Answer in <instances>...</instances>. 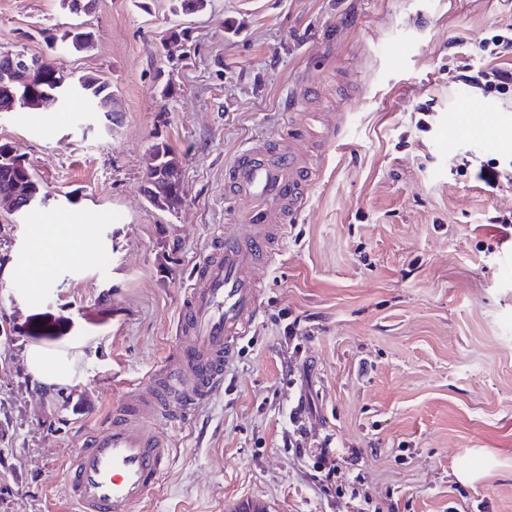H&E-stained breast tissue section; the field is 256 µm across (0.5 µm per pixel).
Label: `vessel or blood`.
Returning a JSON list of instances; mask_svg holds the SVG:
<instances>
[{
	"instance_id": "1",
	"label": "vessel or blood",
	"mask_w": 512,
	"mask_h": 512,
	"mask_svg": "<svg viewBox=\"0 0 512 512\" xmlns=\"http://www.w3.org/2000/svg\"><path fill=\"white\" fill-rule=\"evenodd\" d=\"M448 134L490 149L487 128L448 115ZM291 135L237 153L224 170L226 190L245 204L246 232L225 229L186 290L177 346L146 384L132 388L104 425L89 432L66 469L64 492L75 512H131L150 499L174 450L162 428L184 422L224 383V371L260 311L258 264L308 197L315 167Z\"/></svg>"
}]
</instances>
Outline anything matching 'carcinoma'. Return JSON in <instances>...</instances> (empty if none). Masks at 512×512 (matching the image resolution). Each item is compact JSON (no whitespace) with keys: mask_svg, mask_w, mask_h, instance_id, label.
<instances>
[{"mask_svg":"<svg viewBox=\"0 0 512 512\" xmlns=\"http://www.w3.org/2000/svg\"><path fill=\"white\" fill-rule=\"evenodd\" d=\"M63 9L74 17L90 13L96 0H60ZM46 42L55 47L64 42L70 50L80 53L94 47V34L81 23L72 25L62 33L52 28L43 29ZM27 88L30 92L25 112H33L44 107L43 96L54 94L60 99V106L67 108L74 102L84 103L85 112L112 111V90L109 83L95 74H83L75 80H69L65 75L51 67H38L30 71L12 69L5 65L4 50H0V97ZM150 152L159 157L157 166L161 170L179 173L181 158L179 154L166 143H156ZM22 187L30 197H37L41 192L40 183L31 164H20L11 155L10 144L0 142V201L12 195L16 187ZM158 199L148 198V202L156 209L175 213L182 205L180 186L178 182H160L157 190Z\"/></svg>","mask_w":512,"mask_h":512,"instance_id":"obj_1","label":"carcinoma"}]
</instances>
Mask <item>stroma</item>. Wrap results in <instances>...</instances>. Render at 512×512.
<instances>
[{"mask_svg":"<svg viewBox=\"0 0 512 512\" xmlns=\"http://www.w3.org/2000/svg\"><path fill=\"white\" fill-rule=\"evenodd\" d=\"M72 22L60 0H0V50L101 76L115 111L0 112V141L42 186L33 211L0 209V512H72L70 456L169 357L193 266L238 221L225 165L286 136V102L308 83L320 96L298 133L320 175L256 271L261 310L223 390L168 430L173 463L133 512L249 498L267 512H512V251L489 222L512 211V186L461 165L512 161V91L468 93L472 123L499 112L494 152L446 129L457 42L483 66L476 48L512 28V0H209L188 16L174 0H98L93 49H49L41 29ZM180 24L190 43L172 69L162 36ZM160 142L182 157L174 214L143 192ZM38 224L77 234L78 254L40 281L4 275ZM31 344L47 367L70 363L72 383L32 384ZM301 400L298 425L332 437L358 495H322L288 448Z\"/></svg>","mask_w":512,"mask_h":512,"instance_id":"35a3bbf8","label":"stroma"}]
</instances>
